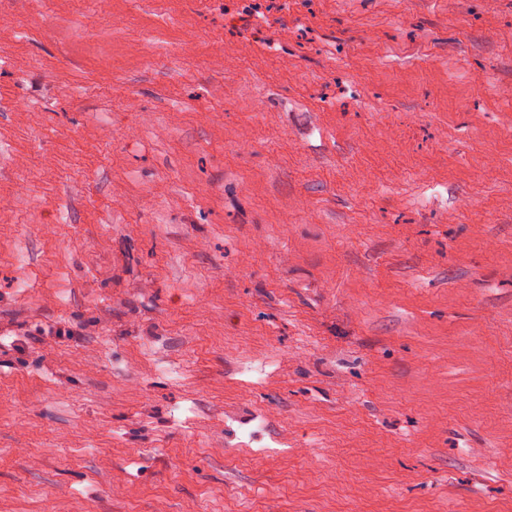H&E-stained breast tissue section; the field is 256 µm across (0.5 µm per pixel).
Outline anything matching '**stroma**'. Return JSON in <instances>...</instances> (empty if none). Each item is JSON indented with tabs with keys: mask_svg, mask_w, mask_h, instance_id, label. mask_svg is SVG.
Here are the masks:
<instances>
[{
	"mask_svg": "<svg viewBox=\"0 0 512 512\" xmlns=\"http://www.w3.org/2000/svg\"><path fill=\"white\" fill-rule=\"evenodd\" d=\"M0 512H512V0H0Z\"/></svg>",
	"mask_w": 512,
	"mask_h": 512,
	"instance_id": "obj_1",
	"label": "stroma"
}]
</instances>
